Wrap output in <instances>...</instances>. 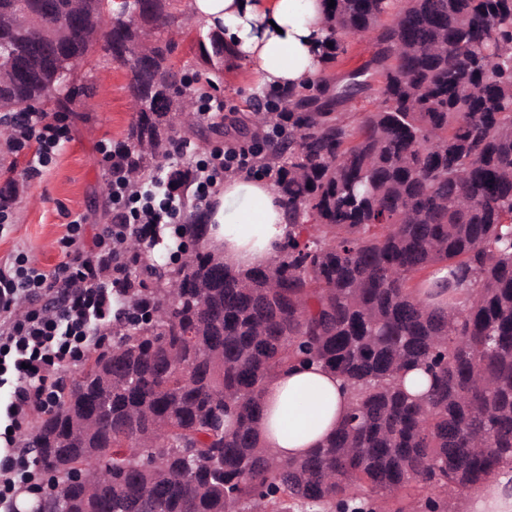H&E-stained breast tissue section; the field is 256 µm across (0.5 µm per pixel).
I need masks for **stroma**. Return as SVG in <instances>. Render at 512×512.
I'll list each match as a JSON object with an SVG mask.
<instances>
[{"label": "stroma", "instance_id": "obj_1", "mask_svg": "<svg viewBox=\"0 0 512 512\" xmlns=\"http://www.w3.org/2000/svg\"><path fill=\"white\" fill-rule=\"evenodd\" d=\"M344 46L345 53L323 66V81L335 82L342 74L370 62L376 51L375 34L370 31L345 37ZM77 79L82 92L65 115L71 138L38 175H26L29 157L12 151L11 132L0 123V214L5 217L0 224V265L21 257L27 265L52 268L63 259L60 241L68 224L80 221L83 240L89 243L115 214L98 147L103 142L117 146L127 140L135 120L130 72L98 48L80 67ZM260 95L253 64L237 57L226 62L223 79L212 93L226 108L213 114L211 120L241 116L247 119V127L228 126L223 133L214 134L205 130L211 120H198L200 134L175 133L181 150L150 162L149 174L167 182L177 178L186 166H198L217 151L250 142L256 127L250 122L249 103ZM177 193L181 205L174 225L165 226L159 242L147 250L148 255L157 257L162 272L177 265L175 224L194 223L207 210L195 186H178Z\"/></svg>", "mask_w": 512, "mask_h": 512}]
</instances>
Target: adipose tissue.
<instances>
[{"label": "adipose tissue", "mask_w": 512, "mask_h": 512, "mask_svg": "<svg viewBox=\"0 0 512 512\" xmlns=\"http://www.w3.org/2000/svg\"><path fill=\"white\" fill-rule=\"evenodd\" d=\"M187 11L205 26H223L225 42L255 65L259 88L298 89L321 73L329 0H188ZM208 220L209 249L242 269L268 266L290 231L276 185L247 171L225 174ZM260 402L264 446L291 458L322 445L348 415L352 398L336 374L313 362L273 377ZM453 505L461 512H512V468L462 493Z\"/></svg>", "instance_id": "adipose-tissue-1"}]
</instances>
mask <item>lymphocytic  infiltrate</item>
Returning a JSON list of instances; mask_svg holds the SVG:
<instances>
[{"label":"lymphocytic infiltrate","mask_w":512,"mask_h":512,"mask_svg":"<svg viewBox=\"0 0 512 512\" xmlns=\"http://www.w3.org/2000/svg\"><path fill=\"white\" fill-rule=\"evenodd\" d=\"M69 134L59 117L30 112L12 126L13 149L18 153L33 150L34 161L44 167ZM100 153L117 223L105 225L88 246L82 242L80 224H70L61 240L64 259L53 268L18 262L0 266V387L11 388L8 402L0 408L7 420L5 441L11 447L0 460V503L31 483L37 472L34 460L14 451V431L28 423L32 414H49L57 408V371L81 357L101 320L111 315L113 303L133 285L132 270L138 260L120 254L119 245L134 235L150 240L154 227L170 223L179 207L174 194L159 203L152 191L131 189L111 144H101ZM251 159L248 146L214 153L195 176L199 200H207L225 173L248 168ZM57 292L63 295L57 308L32 306L33 297ZM26 301L31 304L27 310L22 307Z\"/></svg>","instance_id":"lymphocytic-infiltrate-1"}]
</instances>
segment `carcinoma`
Here are the masks:
<instances>
[{
  "label": "carcinoma",
  "instance_id": "cac0c4a2",
  "mask_svg": "<svg viewBox=\"0 0 512 512\" xmlns=\"http://www.w3.org/2000/svg\"><path fill=\"white\" fill-rule=\"evenodd\" d=\"M102 0H0V56L22 42L30 61L57 52L55 24L99 33L112 58L140 41V27L110 26ZM145 10L175 25L169 0ZM336 0L328 64L343 37L376 32L369 65L337 85L342 100L383 78L382 101L354 118L289 89L288 111L252 107L259 124L285 123L267 144L292 231L265 268L240 271L212 253L207 225L181 224L195 251L151 289V306L87 357L60 403L29 441L56 494L30 512H292L299 503L362 512L365 489L395 497L434 486L430 512L512 464V0ZM86 38L63 48L88 57ZM208 87L234 55L223 29L199 25ZM175 47L150 48L131 72L133 102L179 93ZM55 71L0 86V102L70 98L45 93ZM187 118L141 109L117 146L128 174L179 149L162 131ZM448 268V276L426 275ZM472 285L460 300L458 291ZM448 292V308L424 298ZM319 362L352 394L349 415L322 446L282 459L261 442L260 394L278 371ZM422 368L427 399L403 375ZM475 453L448 465V449ZM85 464L92 478L71 476Z\"/></svg>",
  "mask_w": 512,
  "mask_h": 512
}]
</instances>
